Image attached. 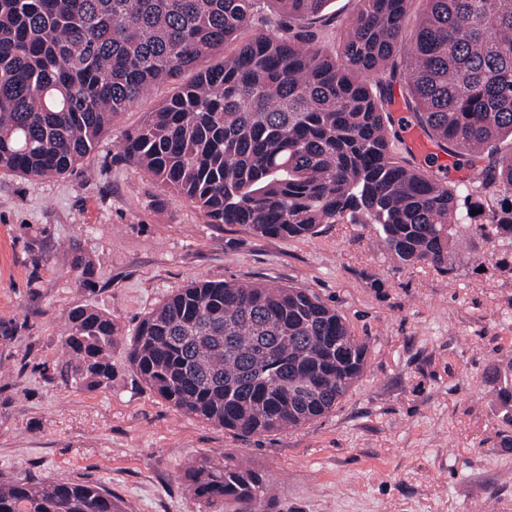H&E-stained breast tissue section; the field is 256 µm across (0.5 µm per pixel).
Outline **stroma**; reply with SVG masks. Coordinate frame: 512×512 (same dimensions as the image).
Instances as JSON below:
<instances>
[{"label": "stroma", "mask_w": 512, "mask_h": 512, "mask_svg": "<svg viewBox=\"0 0 512 512\" xmlns=\"http://www.w3.org/2000/svg\"><path fill=\"white\" fill-rule=\"evenodd\" d=\"M171 92L154 86L72 174L0 172V481L93 482L128 512H213L185 488L202 458L232 456L273 488L258 512H512V443L487 373L512 363V246L459 226L453 270L405 267L371 224L309 239H261L213 224L122 161L118 145ZM421 167L469 175L414 119L395 128ZM94 267L76 286L75 252ZM198 279L306 288L368 345L362 377L335 410L300 428L242 437L180 412L126 361L137 322ZM91 304L119 326L111 388L78 386L60 358L65 312Z\"/></svg>", "instance_id": "obj_1"}]
</instances>
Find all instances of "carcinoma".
<instances>
[{
  "label": "carcinoma",
  "instance_id": "obj_1",
  "mask_svg": "<svg viewBox=\"0 0 512 512\" xmlns=\"http://www.w3.org/2000/svg\"><path fill=\"white\" fill-rule=\"evenodd\" d=\"M288 36L253 27L261 0H0V172H73L132 102L189 71L128 130L120 159L186 198L211 224L305 239L324 224H374L401 264L452 270L455 227L512 240V0H357L335 52L307 29L329 0H267ZM414 47L398 55L405 37ZM403 84L415 120L448 155L479 159L443 181L392 142L386 109ZM78 287L91 263L77 254ZM112 315L67 311L61 345L79 386H112ZM134 375L168 404L241 436L298 428L333 411L363 375L368 345L317 294L198 280L137 323ZM512 427V380L496 389ZM187 491L254 512L265 475L204 459ZM0 512H128L90 482L0 483Z\"/></svg>",
  "mask_w": 512,
  "mask_h": 512
}]
</instances>
